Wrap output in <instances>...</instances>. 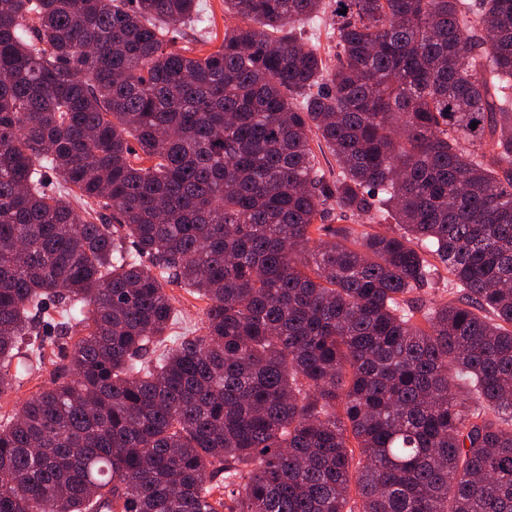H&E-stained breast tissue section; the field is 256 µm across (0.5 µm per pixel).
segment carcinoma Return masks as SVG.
Masks as SVG:
<instances>
[{
  "label": "carcinoma",
  "mask_w": 512,
  "mask_h": 512,
  "mask_svg": "<svg viewBox=\"0 0 512 512\" xmlns=\"http://www.w3.org/2000/svg\"><path fill=\"white\" fill-rule=\"evenodd\" d=\"M224 4L0 0V512H512V0ZM202 15L206 22L195 28L186 29L185 35L178 40L179 46H188L192 56H204L220 46L224 39V28L242 24L224 7V0H200ZM205 41V42H204ZM167 292L175 297L174 305L177 308L178 318L174 330L178 334L193 333L190 336H199L204 333L202 309L205 302L195 299L180 288H167ZM49 358V356H48ZM47 358L45 369L39 376L31 377L20 386L14 385L12 389L3 393L0 398V411L1 414L10 415L17 412L22 404L31 397L32 394L37 392L40 388L51 385L53 380L54 366Z\"/></svg>",
  "instance_id": "carcinoma-1"
}]
</instances>
